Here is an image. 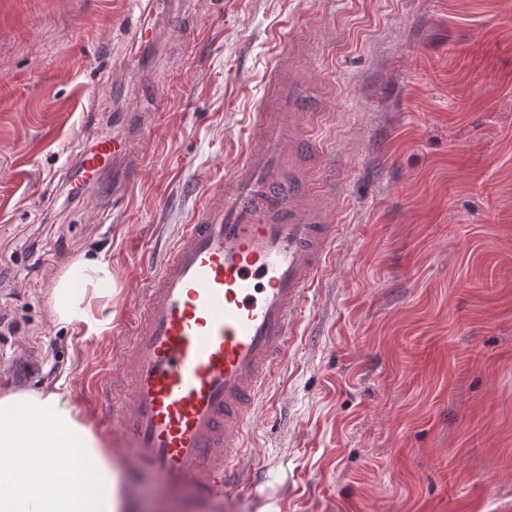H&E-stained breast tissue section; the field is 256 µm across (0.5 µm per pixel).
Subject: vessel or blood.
<instances>
[{"mask_svg":"<svg viewBox=\"0 0 512 512\" xmlns=\"http://www.w3.org/2000/svg\"><path fill=\"white\" fill-rule=\"evenodd\" d=\"M307 86L276 77L280 112L259 113L251 145L223 184L204 194L120 331L112 366V445L166 491L202 496L251 468L242 450L260 392L288 352L306 291L322 272L337 227L335 188L306 175L301 151L318 143L296 105ZM126 139L99 137L78 156L77 194L121 192L140 166ZM125 160L121 180L104 175Z\"/></svg>","mask_w":512,"mask_h":512,"instance_id":"b4317fda","label":"vessel or blood"}]
</instances>
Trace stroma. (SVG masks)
<instances>
[{
    "mask_svg": "<svg viewBox=\"0 0 512 512\" xmlns=\"http://www.w3.org/2000/svg\"><path fill=\"white\" fill-rule=\"evenodd\" d=\"M0 0V394L99 391L143 268L241 158L271 77L308 69L338 226L247 449L257 487L163 496L114 456L137 512H512V0ZM94 111H87V100ZM103 134L143 158L121 203L67 199ZM104 256L97 335L49 293Z\"/></svg>",
    "mask_w": 512,
    "mask_h": 512,
    "instance_id": "obj_1",
    "label": "stroma"
}]
</instances>
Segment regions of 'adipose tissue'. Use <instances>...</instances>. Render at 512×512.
<instances>
[{"mask_svg":"<svg viewBox=\"0 0 512 512\" xmlns=\"http://www.w3.org/2000/svg\"><path fill=\"white\" fill-rule=\"evenodd\" d=\"M115 288L108 261L78 259L52 284V314L58 322L100 334L107 321L95 315L94 302ZM105 446L64 387L1 395L0 512H26L29 502L36 512H130ZM75 454L90 461L89 470L67 466Z\"/></svg>","mask_w":512,"mask_h":512,"instance_id":"obj_1","label":"adipose tissue"}]
</instances>
